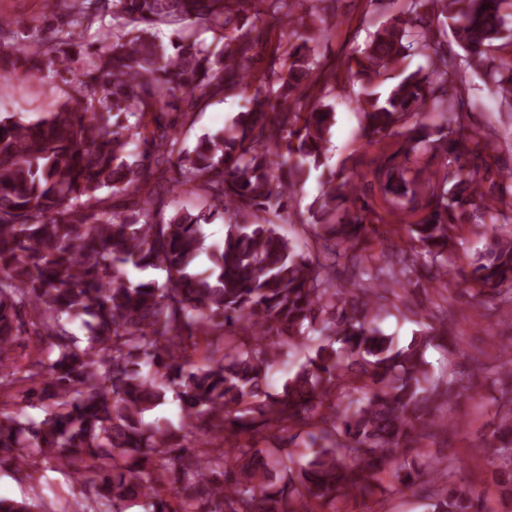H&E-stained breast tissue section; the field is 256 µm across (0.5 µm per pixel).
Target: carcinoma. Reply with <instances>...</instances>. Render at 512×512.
<instances>
[{
    "label": "carcinoma",
    "mask_w": 512,
    "mask_h": 512,
    "mask_svg": "<svg viewBox=\"0 0 512 512\" xmlns=\"http://www.w3.org/2000/svg\"><path fill=\"white\" fill-rule=\"evenodd\" d=\"M352 2L43 0L66 19L55 51L89 45L96 61L55 111L0 119V466L32 492L0 497V512H339L382 492L391 466L399 491L441 485L430 512H498L458 475L464 462L419 461L435 405L476 386L433 375L448 309L399 290L425 267L432 289L459 276L475 303H512V173L456 84L480 74L512 112V58L488 56L512 38V0H369L385 21L330 59L328 18ZM450 36L464 56H448ZM26 39L18 67L56 75L59 58ZM412 50L426 65L399 70ZM353 80L362 157L321 173L301 243L277 221L324 165L331 101ZM230 96L246 111L189 148L181 129ZM169 193L206 210L167 216ZM396 211L409 241L369 254ZM217 218L224 241L208 247ZM479 229L487 247L464 267V233ZM400 306L424 326L406 345L380 327ZM303 351L272 389L283 353ZM501 352L510 397L478 452L512 500V345ZM15 392L42 415L7 411ZM170 393L178 423L147 420ZM48 471L78 484L73 506L46 495Z\"/></svg>",
    "instance_id": "obj_1"
}]
</instances>
